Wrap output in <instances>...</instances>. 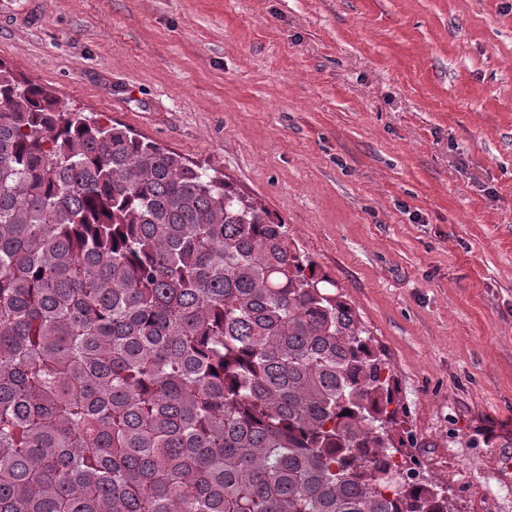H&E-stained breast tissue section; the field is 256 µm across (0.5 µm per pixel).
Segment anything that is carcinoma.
<instances>
[{"label":"carcinoma","instance_id":"1","mask_svg":"<svg viewBox=\"0 0 512 512\" xmlns=\"http://www.w3.org/2000/svg\"><path fill=\"white\" fill-rule=\"evenodd\" d=\"M396 391L286 224L0 61V512H451Z\"/></svg>","mask_w":512,"mask_h":512}]
</instances>
